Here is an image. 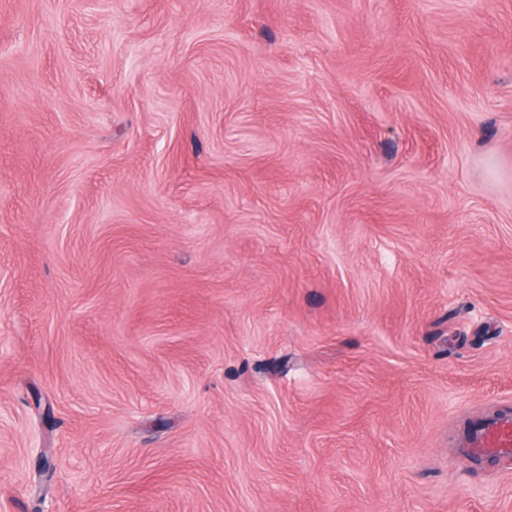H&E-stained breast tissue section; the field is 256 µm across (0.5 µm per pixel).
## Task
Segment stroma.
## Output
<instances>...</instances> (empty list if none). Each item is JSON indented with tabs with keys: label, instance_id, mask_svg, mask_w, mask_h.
I'll return each mask as SVG.
<instances>
[{
	"label": "stroma",
	"instance_id": "stroma-1",
	"mask_svg": "<svg viewBox=\"0 0 512 512\" xmlns=\"http://www.w3.org/2000/svg\"><path fill=\"white\" fill-rule=\"evenodd\" d=\"M503 412L512 0H0V512H512ZM468 455L496 454L512 458V417H489L475 426L467 442Z\"/></svg>",
	"mask_w": 512,
	"mask_h": 512
}]
</instances>
